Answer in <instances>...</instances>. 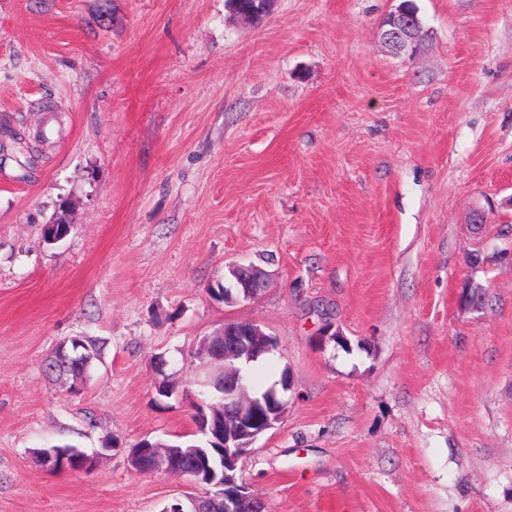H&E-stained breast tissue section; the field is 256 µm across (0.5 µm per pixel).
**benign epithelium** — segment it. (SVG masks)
Returning a JSON list of instances; mask_svg holds the SVG:
<instances>
[{"mask_svg":"<svg viewBox=\"0 0 512 512\" xmlns=\"http://www.w3.org/2000/svg\"><path fill=\"white\" fill-rule=\"evenodd\" d=\"M273 0H255L250 9L236 11L239 16L256 20L267 14ZM421 24L416 16L402 11L393 13L387 25L380 28V37L395 55L417 53L416 45L421 34ZM234 281L224 284V302L251 301L269 286L271 274L254 265H234L231 268ZM204 344L217 351L215 360L224 363V463L238 469L255 441L280 421L283 409L267 410L265 400L251 394L241 375L243 359L258 356L278 348L276 338L263 332L251 321L233 320L217 330V338L206 336ZM130 465L138 473H170L187 477L195 492L175 499L172 512H200L203 500L222 499L223 512H244L243 505L249 501L256 512H265L261 497L239 482L237 473H224V481L214 484L211 479H202L196 470L185 471L180 461L163 449L144 443L131 452Z\"/></svg>","mask_w":512,"mask_h":512,"instance_id":"1","label":"benign epithelium"}]
</instances>
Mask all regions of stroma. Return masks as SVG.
<instances>
[{"label":"stroma","mask_w":512,"mask_h":512,"mask_svg":"<svg viewBox=\"0 0 512 512\" xmlns=\"http://www.w3.org/2000/svg\"><path fill=\"white\" fill-rule=\"evenodd\" d=\"M399 2L0 0V512L188 492L130 452L193 434L228 320L291 382L239 470L266 512H512V0H415L412 56L379 37ZM250 262L259 298L210 297ZM82 332L73 396L45 361ZM53 444L94 468L42 467Z\"/></svg>","instance_id":"35a3bbf8"}]
</instances>
